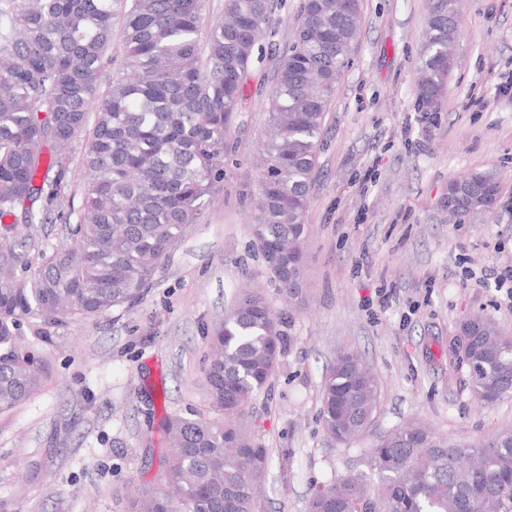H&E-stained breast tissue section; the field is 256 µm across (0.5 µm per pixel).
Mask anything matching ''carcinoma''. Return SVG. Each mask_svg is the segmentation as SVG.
I'll return each instance as SVG.
<instances>
[{
	"instance_id": "obj_1",
	"label": "carcinoma",
	"mask_w": 512,
	"mask_h": 512,
	"mask_svg": "<svg viewBox=\"0 0 512 512\" xmlns=\"http://www.w3.org/2000/svg\"><path fill=\"white\" fill-rule=\"evenodd\" d=\"M275 0H224L206 18V0H0V218L21 206L28 224L67 223L75 244L25 254L0 243V411L35 393L42 361L18 350L26 320L45 324L133 305L193 226L206 221L224 182L225 135ZM359 0H301L293 39L268 99L270 131L259 147V193L251 229L283 295L300 288L307 226L303 216L324 123L343 77L340 62L358 49ZM459 0H431L422 42L418 106L440 107L446 52L458 33ZM120 60L102 83L108 51ZM85 135L82 204L35 210L68 189L72 142ZM489 178L452 181L458 222L491 206L479 198ZM286 314L242 291L208 336L205 381L224 423L171 417L166 486L134 502V512H256L267 448L236 418L278 365ZM465 366L480 401L512 388L506 334L487 317L462 323ZM381 385L365 359L341 349L320 388L326 436L349 445L376 417ZM377 496L359 479L315 487L307 512H512V430L458 444L410 421L379 437L368 453Z\"/></svg>"
}]
</instances>
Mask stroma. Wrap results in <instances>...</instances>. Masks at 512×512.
Listing matches in <instances>:
<instances>
[{
	"label": "stroma",
	"mask_w": 512,
	"mask_h": 512,
	"mask_svg": "<svg viewBox=\"0 0 512 512\" xmlns=\"http://www.w3.org/2000/svg\"><path fill=\"white\" fill-rule=\"evenodd\" d=\"M300 3L277 0L226 134L224 185L143 297L22 325L20 342L45 373L37 392L0 411V512H132L161 489L163 417L223 419L207 396V336L245 282L293 314L275 373L238 419L269 451L257 512H306L311 489L343 475L375 495L365 450L413 418L458 442L512 428V396L477 400L449 355L468 318L491 317L512 334V306L480 280L483 269L512 267V0H461L454 65L428 117L416 97L427 0H361V40L326 118L303 277L288 301L253 244L252 161ZM472 173L497 182L496 206L450 223L448 184ZM17 238L34 266L73 233L18 213L0 230V241ZM381 290L385 306H368ZM343 348L367 358L382 391L370 435L346 447L318 421L322 380Z\"/></svg>",
	"instance_id": "stroma-1"
}]
</instances>
